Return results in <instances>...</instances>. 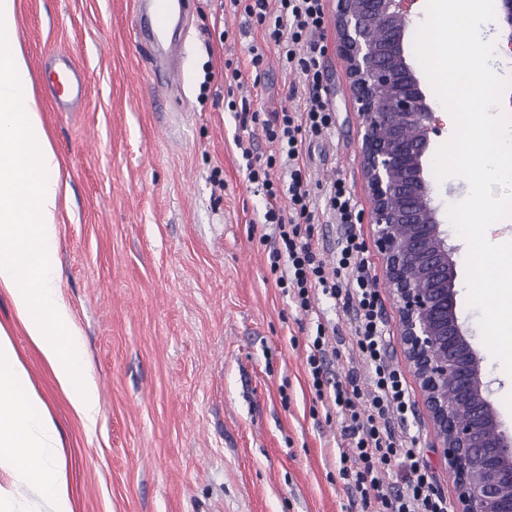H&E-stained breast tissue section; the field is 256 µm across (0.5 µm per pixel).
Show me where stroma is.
I'll use <instances>...</instances> for the list:
<instances>
[{
    "label": "stroma",
    "mask_w": 512,
    "mask_h": 512,
    "mask_svg": "<svg viewBox=\"0 0 512 512\" xmlns=\"http://www.w3.org/2000/svg\"><path fill=\"white\" fill-rule=\"evenodd\" d=\"M132 24L133 0H18L15 14L39 113L72 189L58 260L99 388L94 432L75 422L2 297L0 323L62 431L76 512H361L339 476L342 417L315 403L309 389L310 321L269 271L263 228L252 221L264 200L246 178L233 144L236 121L224 107V61H246L261 32L229 0H196L180 53L182 88L169 91L135 45ZM313 38L327 46L322 84L335 114L305 157L313 242L329 260L344 234L363 239L389 357L414 404L393 430L414 438L452 504L454 477L433 446L366 219L363 128L334 24ZM59 55L91 78L87 99L70 112L56 111L44 81L43 61ZM236 95L254 110L296 111L308 88L271 50L260 78L245 77ZM336 179L350 190L358 223L327 222L324 198ZM443 229L456 249L457 315L512 435L500 363L467 300L465 244L452 224ZM312 302L336 331L331 378H367L351 350V309L319 293Z\"/></svg>",
    "instance_id": "35a3bbf8"
}]
</instances>
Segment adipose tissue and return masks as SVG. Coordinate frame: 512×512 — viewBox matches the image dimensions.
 Segmentation results:
<instances>
[{
    "instance_id": "1",
    "label": "adipose tissue",
    "mask_w": 512,
    "mask_h": 512,
    "mask_svg": "<svg viewBox=\"0 0 512 512\" xmlns=\"http://www.w3.org/2000/svg\"><path fill=\"white\" fill-rule=\"evenodd\" d=\"M0 0V295L85 429L100 416L99 390L78 341L57 261L69 185L31 92L14 16ZM61 435L0 326V468L29 488L47 512H76Z\"/></svg>"
}]
</instances>
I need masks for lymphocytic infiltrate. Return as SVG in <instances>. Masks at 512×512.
<instances>
[{
	"label": "lymphocytic infiltrate",
	"mask_w": 512,
	"mask_h": 512,
	"mask_svg": "<svg viewBox=\"0 0 512 512\" xmlns=\"http://www.w3.org/2000/svg\"><path fill=\"white\" fill-rule=\"evenodd\" d=\"M254 17L263 37V48H251L246 65L224 63V83L237 86L243 69L261 73L266 65L264 47L275 48L283 67L295 68L306 76L311 93L303 110L266 114L238 108L235 112L240 135L233 141L245 163L249 182L262 192L265 206L259 223L271 226L274 247L269 252L270 272L279 288L290 290L300 312L312 314V296L350 304L353 350L369 365L367 384L357 377L345 381L329 378L326 363L327 329L314 320L308 340L306 370L310 390L323 406L340 410L345 421L340 450L341 476L347 489L359 494L364 512H448L446 499L437 491L433 476L418 458L412 439L396 437L394 422L406 421L413 411L406 379L387 354L386 339L378 310V296L368 275L366 246L354 234L340 237L336 265L327 269L313 245L310 179L303 154L307 141L322 137L335 123L323 93L320 59L325 46L310 44V31L323 29L324 0H231ZM258 129L271 144L270 154L255 155L243 132ZM405 467L404 485L397 492L383 487L387 467Z\"/></svg>",
	"instance_id": "lymphocytic-infiltrate-1"
}]
</instances>
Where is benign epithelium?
Listing matches in <instances>:
<instances>
[{"mask_svg": "<svg viewBox=\"0 0 512 512\" xmlns=\"http://www.w3.org/2000/svg\"><path fill=\"white\" fill-rule=\"evenodd\" d=\"M408 2L337 0L339 51L364 128L369 219L399 339L454 476L456 512H512V438L458 320L456 248L426 177L434 112L405 52ZM414 264L425 272L421 284Z\"/></svg>", "mask_w": 512, "mask_h": 512, "instance_id": "7a95c632", "label": "benign epithelium"}]
</instances>
